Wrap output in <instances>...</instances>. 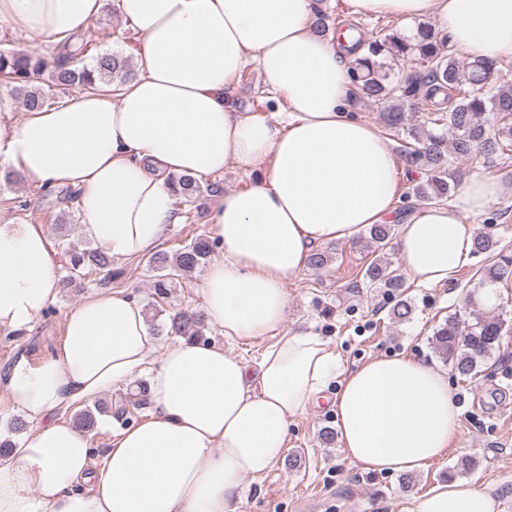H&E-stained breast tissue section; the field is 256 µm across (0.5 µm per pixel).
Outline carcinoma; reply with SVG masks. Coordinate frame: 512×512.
I'll use <instances>...</instances> for the list:
<instances>
[{
	"label": "carcinoma",
	"instance_id": "carcinoma-1",
	"mask_svg": "<svg viewBox=\"0 0 512 512\" xmlns=\"http://www.w3.org/2000/svg\"><path fill=\"white\" fill-rule=\"evenodd\" d=\"M73 50L57 59L53 68L40 55L0 50V81L24 91L27 111L44 107L45 98L34 83L50 73L54 85L61 90L77 85L96 90L99 84L123 83L134 76L130 59L97 51L98 43L82 35L73 36ZM446 39L428 25L418 26L417 37L409 40L395 31L377 36L367 44V55L356 61L353 71L361 95L380 107L384 128L404 132L411 142L403 146L407 161L425 171L427 179L412 188L422 202H440L450 198L459 185L456 164L467 162L479 167L493 157L512 155V71L499 67V62L473 57L460 63L445 54ZM413 59L424 71L391 79L385 59ZM423 103L425 122L431 130L409 124L404 100ZM186 202L201 194L196 179L180 175L172 178ZM394 232L392 224H373L367 229L366 247L372 258L363 266L362 278L367 286L383 288L389 295L403 294L404 274L388 257L387 245ZM217 243L205 235H197L170 256L155 253L149 260L154 272V290L165 299L174 281L207 263ZM472 253L492 254L495 261L484 269L480 285L491 286L512 277V253L499 248L498 240L480 233L474 237ZM69 272L74 276H101V285L112 283L111 259L99 249L68 248ZM169 329L151 322L157 332L174 336H203L204 315L182 310L167 316ZM504 319L498 315L471 311L448 315L434 332L435 354L462 378H473L492 354L500 349ZM147 384L139 383L138 392L125 397L113 411L121 423L130 421V409H143L148 404Z\"/></svg>",
	"mask_w": 512,
	"mask_h": 512
}]
</instances>
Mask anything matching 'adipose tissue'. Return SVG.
<instances>
[{
    "instance_id": "obj_1",
    "label": "adipose tissue",
    "mask_w": 512,
    "mask_h": 512,
    "mask_svg": "<svg viewBox=\"0 0 512 512\" xmlns=\"http://www.w3.org/2000/svg\"><path fill=\"white\" fill-rule=\"evenodd\" d=\"M355 13L438 20L456 49L512 60V0H351ZM102 0H0V24L49 52L89 30ZM317 0H116L138 37V76L116 91H85L12 121L13 86L0 83V165L80 197L82 235L113 260L156 247L182 221L173 176L205 182L241 169L208 216L224 252L200 293L225 339L277 329L285 288L320 246L355 241L396 223L403 270L417 284L448 282L470 259L471 216L502 192L468 178L444 205L397 213L391 146L355 112L351 36L312 31ZM257 65L284 101L278 119L238 111L235 81ZM58 277L39 224L0 225V328L20 329L50 306ZM339 362L316 333L269 346L256 367L223 346L181 338L163 345L142 305L106 291L65 316V335L37 366L19 362L5 382L32 425L0 458V512H239L246 479L283 457L290 422L322 402L336 413L348 459L371 472H411L442 458L459 408L448 378L409 355L376 358L328 381ZM146 378L151 411L120 431L102 459L63 408ZM87 493H75L78 485ZM413 512H499L492 492L463 481L428 490Z\"/></svg>"
}]
</instances>
